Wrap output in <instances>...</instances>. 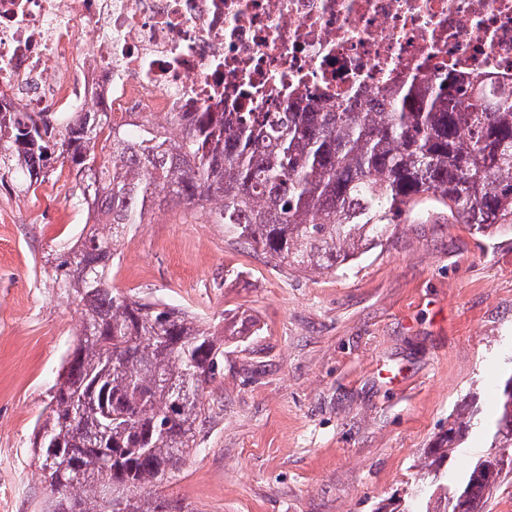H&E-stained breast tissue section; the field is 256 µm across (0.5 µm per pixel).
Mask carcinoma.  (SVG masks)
Listing matches in <instances>:
<instances>
[{"label":"carcinoma","mask_w":512,"mask_h":512,"mask_svg":"<svg viewBox=\"0 0 512 512\" xmlns=\"http://www.w3.org/2000/svg\"><path fill=\"white\" fill-rule=\"evenodd\" d=\"M489 82L466 77L463 109L460 78L448 73L434 84L389 82L362 112L343 101H292L262 114L168 112L166 122L182 129L176 139L154 122L130 135L109 112H0V180L24 176L15 188L26 195L66 167L72 205L93 220L54 257V284L82 309L34 442L50 492L44 512H188L160 487L197 447L202 393L220 375L224 345L245 331L236 315L216 328L112 289L127 233L154 209L183 204L278 264L321 274L381 245L390 225L428 200L450 224L512 230V99H490ZM480 425L466 406L430 449L418 475L421 512H485L504 466L481 457L460 484L438 482L448 453ZM493 440L512 443V375ZM106 474L117 489L110 501Z\"/></svg>","instance_id":"carcinoma-1"}]
</instances>
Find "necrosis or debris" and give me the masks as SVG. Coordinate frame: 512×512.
<instances>
[{"label":"necrosis or debris","instance_id":"4bbe7bcc","mask_svg":"<svg viewBox=\"0 0 512 512\" xmlns=\"http://www.w3.org/2000/svg\"><path fill=\"white\" fill-rule=\"evenodd\" d=\"M489 74L512 96V0H0V112L369 105L395 79Z\"/></svg>","mask_w":512,"mask_h":512}]
</instances>
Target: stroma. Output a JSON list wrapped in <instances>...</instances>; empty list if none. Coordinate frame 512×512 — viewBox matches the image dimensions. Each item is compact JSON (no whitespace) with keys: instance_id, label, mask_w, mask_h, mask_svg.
Here are the masks:
<instances>
[{"instance_id":"1","label":"stroma","mask_w":512,"mask_h":512,"mask_svg":"<svg viewBox=\"0 0 512 512\" xmlns=\"http://www.w3.org/2000/svg\"><path fill=\"white\" fill-rule=\"evenodd\" d=\"M69 172L23 196L0 186V512H40L33 448L80 308L46 259L79 237ZM112 286L210 324L247 318L203 395L207 423L164 492L190 512H376L405 499L465 400L494 420L512 375V231L434 215L323 274L279 266L202 211H153L119 248ZM471 434L441 467L460 483L489 452Z\"/></svg>"}]
</instances>
